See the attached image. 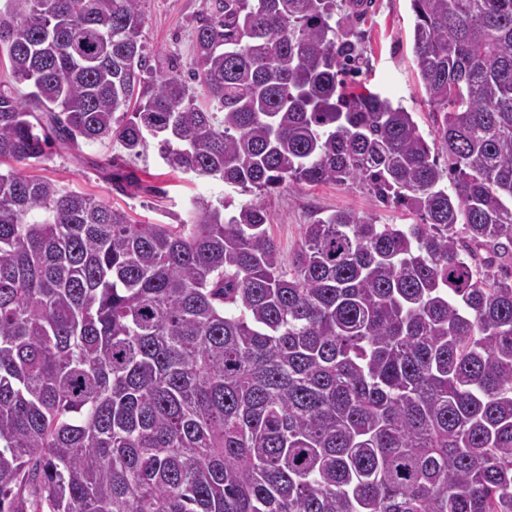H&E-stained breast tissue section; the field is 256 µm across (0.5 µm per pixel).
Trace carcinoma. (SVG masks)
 Masks as SVG:
<instances>
[{"label": "carcinoma", "mask_w": 512, "mask_h": 512, "mask_svg": "<svg viewBox=\"0 0 512 512\" xmlns=\"http://www.w3.org/2000/svg\"><path fill=\"white\" fill-rule=\"evenodd\" d=\"M448 169L345 80L337 0H201L202 106L142 0H4L0 512H512V0H410ZM156 142L245 191L360 184L288 263L268 213L178 224L24 173Z\"/></svg>", "instance_id": "1"}]
</instances>
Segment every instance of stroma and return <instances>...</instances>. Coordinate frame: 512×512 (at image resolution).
Listing matches in <instances>:
<instances>
[{"mask_svg": "<svg viewBox=\"0 0 512 512\" xmlns=\"http://www.w3.org/2000/svg\"><path fill=\"white\" fill-rule=\"evenodd\" d=\"M371 7L352 26L364 62L359 84L412 112L420 131L447 167L448 156L436 141L433 116L412 53L414 15L410 0H370ZM199 0H143L139 39L148 55L161 59L174 53L183 73L194 68L191 38ZM32 175L54 181L66 190L88 194L126 211L139 224H174L198 202H251L268 212L269 232L283 258H291L302 227L318 213L351 210L375 215L383 224H413L416 216L377 203L363 186L283 183L268 192L242 191L215 179L171 171L156 147L130 156L118 143H80L61 147L32 168Z\"/></svg>", "mask_w": 512, "mask_h": 512, "instance_id": "obj_1", "label": "stroma"}]
</instances>
